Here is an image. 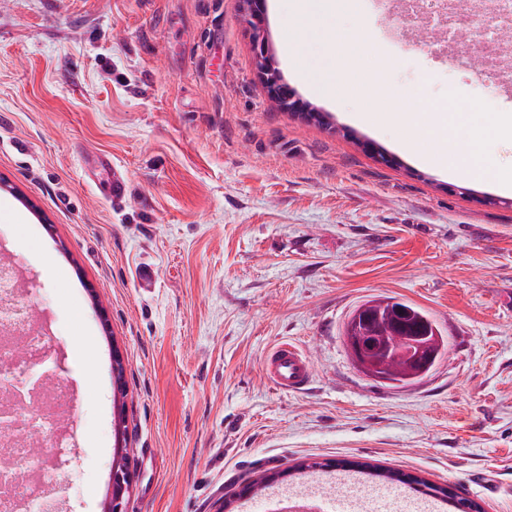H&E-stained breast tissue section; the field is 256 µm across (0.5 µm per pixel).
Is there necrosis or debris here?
<instances>
[{"label":"necrosis or debris","instance_id":"obj_1","mask_svg":"<svg viewBox=\"0 0 512 512\" xmlns=\"http://www.w3.org/2000/svg\"><path fill=\"white\" fill-rule=\"evenodd\" d=\"M441 13L465 18L461 29L444 31L421 39L427 51H448L457 65L473 57L486 59L480 71L483 81L512 86V64L503 57V37L512 29V0H396L392 19L424 17ZM47 341L35 323L31 289L21 287L13 261H0V387L20 378L29 355L46 347ZM73 414L67 390L56 388L28 400L25 429L0 430V469L7 467L16 479L10 489L0 488V512H66L57 491L64 451L70 449L66 422Z\"/></svg>","mask_w":512,"mask_h":512}]
</instances>
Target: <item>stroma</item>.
I'll return each mask as SVG.
<instances>
[{
    "instance_id": "35a3bbf8",
    "label": "stroma",
    "mask_w": 512,
    "mask_h": 512,
    "mask_svg": "<svg viewBox=\"0 0 512 512\" xmlns=\"http://www.w3.org/2000/svg\"><path fill=\"white\" fill-rule=\"evenodd\" d=\"M288 0H266L282 78L331 125L268 95L243 0H0V254L53 326L50 381L75 407L68 512H102L124 362L132 484L123 512H234L351 461L512 512V194L397 149L409 131L349 121L291 69ZM383 90L443 100L479 71L421 51L379 0L336 16ZM385 161H378V154ZM125 177L106 195L97 155ZM152 267L151 287L138 280ZM425 309L448 351L421 380H372L343 327L367 300ZM283 340L313 376L276 390Z\"/></svg>"
}]
</instances>
